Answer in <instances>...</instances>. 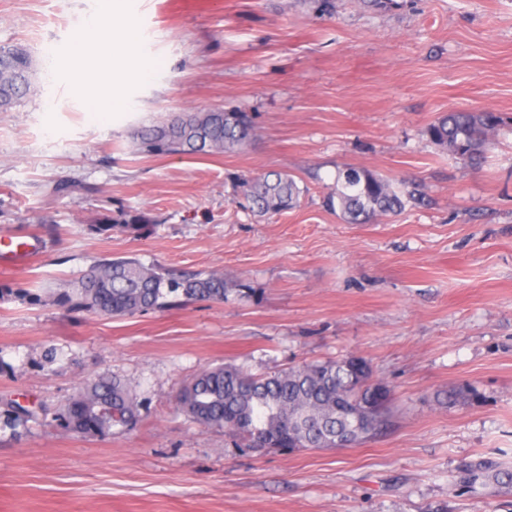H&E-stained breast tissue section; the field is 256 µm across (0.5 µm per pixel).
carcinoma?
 <instances>
[{"mask_svg":"<svg viewBox=\"0 0 512 512\" xmlns=\"http://www.w3.org/2000/svg\"><path fill=\"white\" fill-rule=\"evenodd\" d=\"M32 61L18 47L0 46V111H6L30 87ZM497 113L478 109L439 115L427 128L431 142L451 156L470 161L490 143L502 126ZM257 131L245 112H188L133 133L136 144L152 155H201L236 152L246 147ZM294 177L270 172L238 185L245 207L262 216L294 208L302 195ZM421 185L397 190L389 180L363 168L336 170L333 187L324 203L339 210L351 224L376 217L399 215L406 205H421ZM151 223L147 214L122 210L103 215L96 232L109 235L117 227L137 229ZM245 285L229 283L216 271L177 276L164 274L136 258L102 260L82 277L75 292L65 298L71 309L112 318L131 317L150 310H169L186 302H222L234 292L243 296ZM370 367L362 357L348 356L293 366L267 375H253L226 364L200 371L179 396L181 412L198 425L223 428L243 435L252 448H333L350 435L363 444L387 425L390 390L369 379ZM112 414L104 413L105 407ZM34 411L15 402L0 403V419L16 429ZM139 419V404L119 381L100 377L54 413V421L73 434L122 430Z\"/></svg>","mask_w":512,"mask_h":512,"instance_id":"1","label":"carcinoma"}]
</instances>
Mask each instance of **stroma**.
<instances>
[{
    "mask_svg": "<svg viewBox=\"0 0 512 512\" xmlns=\"http://www.w3.org/2000/svg\"><path fill=\"white\" fill-rule=\"evenodd\" d=\"M102 0H0V46L33 60L0 112V235L41 247L0 268V402L38 408L0 428V512H512V131L478 164L426 127L442 112L512 121V0H123L156 60L77 101ZM55 48L47 59V48ZM251 113L257 136L221 156H151L134 128L181 112ZM415 180L429 203L350 224L322 199L337 168ZM292 174L298 205L258 217L238 182ZM147 213L95 234L102 214ZM220 271L245 297L110 318L61 305L104 259ZM391 391L361 445L255 449L177 409L208 367L253 374L343 356ZM140 403L130 431L73 434L54 412L100 375Z\"/></svg>",
    "mask_w": 512,
    "mask_h": 512,
    "instance_id": "1",
    "label": "stroma"
}]
</instances>
